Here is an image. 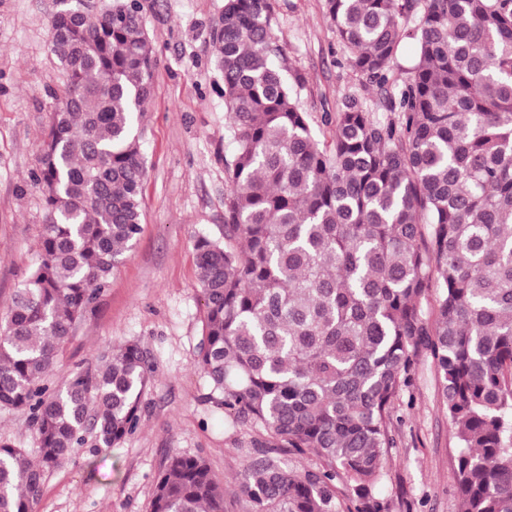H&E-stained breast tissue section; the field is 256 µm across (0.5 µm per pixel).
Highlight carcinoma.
Segmentation results:
<instances>
[{"label":"carcinoma","instance_id":"obj_1","mask_svg":"<svg viewBox=\"0 0 512 512\" xmlns=\"http://www.w3.org/2000/svg\"><path fill=\"white\" fill-rule=\"evenodd\" d=\"M325 6L397 119L348 96L330 138H315L272 63L269 0H225L213 32L237 146L224 241H196L199 365L228 424L262 433L239 490L252 512H344L343 488L354 512H391L380 486L394 403L423 348L462 512H512V0ZM49 31L66 81L32 178L45 224L0 319V409L29 413L39 461L0 442V512H34L47 469L86 433L104 448L134 433L154 373L128 343L48 385L141 234L137 117L155 68L136 0L92 22L60 11ZM407 37L417 61L396 69ZM307 454L316 462L288 470ZM225 497L202 458L176 454L151 512H224Z\"/></svg>","mask_w":512,"mask_h":512}]
</instances>
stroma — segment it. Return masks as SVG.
I'll return each instance as SVG.
<instances>
[{
	"instance_id": "35a3bbf8",
	"label": "stroma",
	"mask_w": 512,
	"mask_h": 512,
	"mask_svg": "<svg viewBox=\"0 0 512 512\" xmlns=\"http://www.w3.org/2000/svg\"><path fill=\"white\" fill-rule=\"evenodd\" d=\"M111 0H0V314L39 251L45 219L31 176L65 82L49 49V22L68 6L97 13ZM275 62L313 133L327 137L346 96L375 105L377 89L355 72L325 0H270ZM156 59L140 118L147 160L142 232L111 285L78 322L49 383L134 342L155 368L135 433L110 448L87 436L71 460L47 472L36 512H151L155 484L172 454L203 458L226 490L227 512H251L238 489L255 431L230 427L198 366L204 301L195 240L224 237V162L236 142L224 112V77L212 43L224 0H139ZM412 384L394 413L395 448L382 494L392 512H460L456 442L437 395L433 362L414 357Z\"/></svg>"
}]
</instances>
